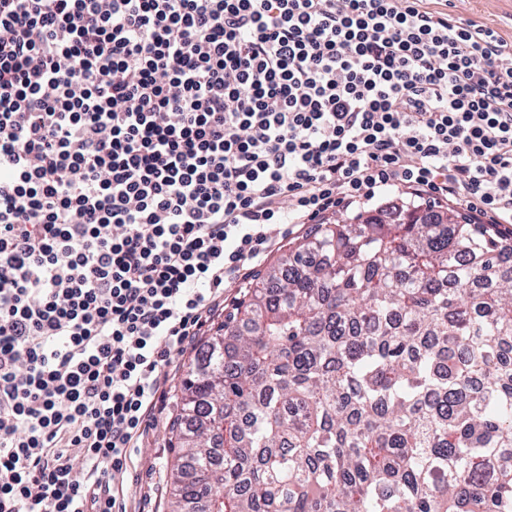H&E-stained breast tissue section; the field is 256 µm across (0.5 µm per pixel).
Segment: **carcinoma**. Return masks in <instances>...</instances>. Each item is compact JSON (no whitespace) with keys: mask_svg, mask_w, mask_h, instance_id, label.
<instances>
[{"mask_svg":"<svg viewBox=\"0 0 512 512\" xmlns=\"http://www.w3.org/2000/svg\"><path fill=\"white\" fill-rule=\"evenodd\" d=\"M439 215L322 224L255 279L187 367L168 512H512V230Z\"/></svg>","mask_w":512,"mask_h":512,"instance_id":"cac0c4a2","label":"carcinoma"}]
</instances>
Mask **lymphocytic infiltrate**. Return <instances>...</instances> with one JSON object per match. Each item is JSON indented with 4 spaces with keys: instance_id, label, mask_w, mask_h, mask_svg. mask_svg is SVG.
I'll list each match as a JSON object with an SVG mask.
<instances>
[{
    "instance_id": "obj_1",
    "label": "lymphocytic infiltrate",
    "mask_w": 512,
    "mask_h": 512,
    "mask_svg": "<svg viewBox=\"0 0 512 512\" xmlns=\"http://www.w3.org/2000/svg\"><path fill=\"white\" fill-rule=\"evenodd\" d=\"M404 186L512 224V43L426 0H0V512H128L269 228Z\"/></svg>"
}]
</instances>
